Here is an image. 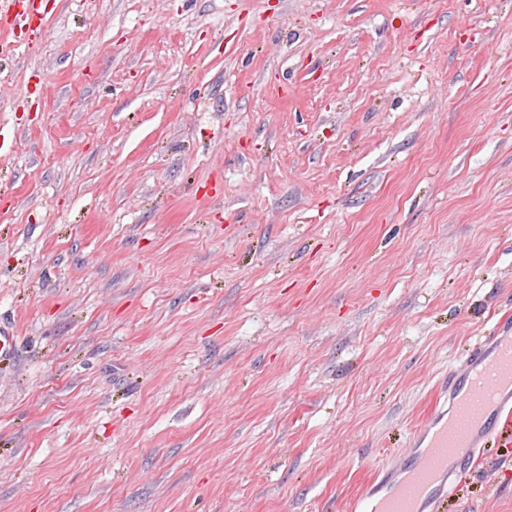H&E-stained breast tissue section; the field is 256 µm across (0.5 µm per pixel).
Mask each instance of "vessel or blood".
I'll list each match as a JSON object with an SVG mask.
<instances>
[{"mask_svg": "<svg viewBox=\"0 0 512 512\" xmlns=\"http://www.w3.org/2000/svg\"><path fill=\"white\" fill-rule=\"evenodd\" d=\"M512 442V336H492L470 355L411 448L412 462L369 485L359 512H444L449 493L492 439Z\"/></svg>", "mask_w": 512, "mask_h": 512, "instance_id": "obj_1", "label": "vessel or blood"}]
</instances>
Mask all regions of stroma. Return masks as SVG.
Wrapping results in <instances>:
<instances>
[{
  "mask_svg": "<svg viewBox=\"0 0 512 512\" xmlns=\"http://www.w3.org/2000/svg\"><path fill=\"white\" fill-rule=\"evenodd\" d=\"M0 39V512H350L512 331V0H42ZM447 512H512V447Z\"/></svg>",
  "mask_w": 512,
  "mask_h": 512,
  "instance_id": "stroma-1",
  "label": "stroma"
}]
</instances>
